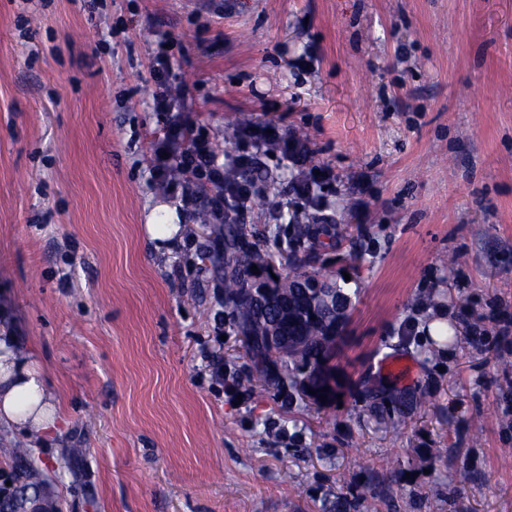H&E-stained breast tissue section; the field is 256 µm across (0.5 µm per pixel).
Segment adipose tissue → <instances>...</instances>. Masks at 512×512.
<instances>
[{
    "label": "adipose tissue",
    "mask_w": 512,
    "mask_h": 512,
    "mask_svg": "<svg viewBox=\"0 0 512 512\" xmlns=\"http://www.w3.org/2000/svg\"><path fill=\"white\" fill-rule=\"evenodd\" d=\"M14 344L13 336H0V427L23 434L33 448L60 444L64 432L55 396L38 360L21 355Z\"/></svg>",
    "instance_id": "obj_1"
}]
</instances>
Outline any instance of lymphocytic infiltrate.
<instances>
[{
    "label": "lymphocytic infiltrate",
    "mask_w": 512,
    "mask_h": 512,
    "mask_svg": "<svg viewBox=\"0 0 512 512\" xmlns=\"http://www.w3.org/2000/svg\"><path fill=\"white\" fill-rule=\"evenodd\" d=\"M166 45V40H159L154 61L148 69L154 86L152 109L169 116L162 137L154 140L147 159L150 187L190 204L196 202L199 186H211L212 193L205 206L209 223H223L228 216L242 219L247 214L250 200L260 191L256 156L273 151L303 169L301 177L291 180L292 191L304 199L313 195L324 179L310 169L312 149L309 141L272 127L271 123L243 125L239 138L250 145V152L224 162L200 119L181 111L185 86ZM229 164L237 166L242 173L239 182L233 185L224 182V168Z\"/></svg>",
    "instance_id": "f902f5d3"
}]
</instances>
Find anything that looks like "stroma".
I'll use <instances>...</instances> for the list:
<instances>
[{
    "label": "stroma",
    "instance_id": "stroma-1",
    "mask_svg": "<svg viewBox=\"0 0 512 512\" xmlns=\"http://www.w3.org/2000/svg\"><path fill=\"white\" fill-rule=\"evenodd\" d=\"M163 36L224 154L273 121L331 171L316 267L351 297L340 403L239 396L248 358L200 258L222 225L181 206L173 246L147 231L168 201L142 164L165 124L146 80ZM257 162L284 216L247 228L276 255L305 202L285 161ZM506 325L512 0H0V327L39 349L63 444L85 451L61 512H512ZM369 371L423 396L405 430L369 411Z\"/></svg>",
    "mask_w": 512,
    "mask_h": 512
}]
</instances>
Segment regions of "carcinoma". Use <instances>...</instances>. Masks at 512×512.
Segmentation results:
<instances>
[{"instance_id":"cac0c4a2","label":"carcinoma","mask_w":512,"mask_h":512,"mask_svg":"<svg viewBox=\"0 0 512 512\" xmlns=\"http://www.w3.org/2000/svg\"><path fill=\"white\" fill-rule=\"evenodd\" d=\"M305 223L294 227V236L289 243L286 257V272L281 277L283 291L280 295L281 306L263 309L247 298L249 288L257 274L251 271L255 265L260 275L272 279L275 266L272 257L263 252L246 237L244 224H224V252L219 261L224 281V306L229 309L232 327L240 336L249 339L244 345L249 360L248 370L236 378V385L243 391L253 392L258 388L272 387L285 394L284 404L293 400V394L301 393L300 380L306 376L320 380L318 388L328 389L324 393L326 402L336 399L342 387L339 376L337 346L327 343L321 336L323 322L332 319L327 307L307 308L306 290L299 284L306 283L315 276L310 264L296 257L300 250L313 251L319 243V236L326 231L324 225L317 223V211L304 214ZM276 326L284 337L297 336L304 343V349L294 353L286 352L267 342L266 332L270 326ZM420 403L418 397H403L393 401L396 417L391 421L394 430L407 427L408 420ZM10 465L16 482L12 488L0 493V512H22L29 496L42 494L51 488L52 481L70 475L78 478L76 462L85 453L83 448H66L53 460V468L47 469L41 459L35 457L33 449L18 443L0 448ZM363 512H375L373 503H352L338 498L321 505V512H353L355 508Z\"/></svg>"}]
</instances>
